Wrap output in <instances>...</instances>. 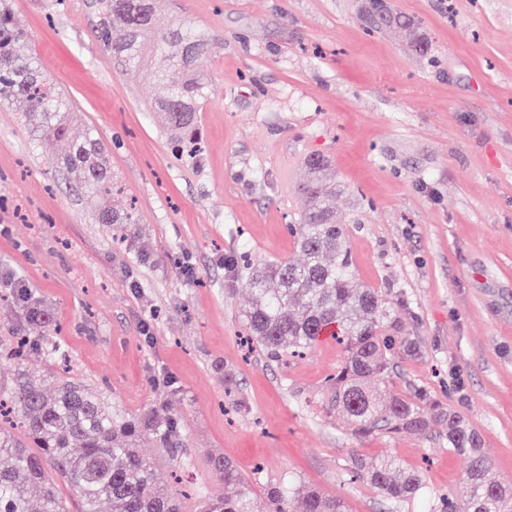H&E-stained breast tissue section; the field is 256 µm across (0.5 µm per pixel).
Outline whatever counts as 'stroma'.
Returning <instances> with one entry per match:
<instances>
[{
	"mask_svg": "<svg viewBox=\"0 0 512 512\" xmlns=\"http://www.w3.org/2000/svg\"><path fill=\"white\" fill-rule=\"evenodd\" d=\"M430 44L369 30L365 0H163L210 33L212 96L196 160L173 156L148 73L112 63L91 0H10L78 128L108 148L134 204L140 261L99 224L76 178L52 167L0 104V336L28 309L54 319L94 391L129 412L181 420L185 482L224 492L221 454L265 484H313L349 512H423L463 462L425 437H351L325 385L343 360L323 337L303 358L241 341L245 295L229 259H285L312 155L329 161L358 281L402 287L424 355L399 360L467 414L512 477V0H391ZM424 469L420 497L390 505L347 479L352 455Z\"/></svg>",
	"mask_w": 512,
	"mask_h": 512,
	"instance_id": "35a3bbf8",
	"label": "stroma"
}]
</instances>
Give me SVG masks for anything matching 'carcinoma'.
<instances>
[{"label":"carcinoma","instance_id":"cac0c4a2","mask_svg":"<svg viewBox=\"0 0 512 512\" xmlns=\"http://www.w3.org/2000/svg\"><path fill=\"white\" fill-rule=\"evenodd\" d=\"M93 7L98 37L112 61L134 72L153 63L163 88L153 108L176 143V155L192 151L200 139L199 112L212 94L207 71L213 38L189 22L165 17L157 0H93ZM366 11L375 27L376 19L386 15L388 25L414 29L389 0H366ZM160 28L161 43L153 50L150 38ZM30 43L9 3L0 0V103L21 113L33 140L54 146L52 164L84 183L99 223L126 233L130 250L146 258L132 231L135 215L110 203L117 189L103 143L91 132L73 136L72 105L42 72ZM306 167L299 222L292 227L298 257L257 263L240 257L241 284L249 292L243 308L249 335L267 355L282 358L304 355L321 336L331 334L344 345V359L328 379L329 389L352 436L433 433L461 456L459 488L427 499L428 512H512V480L493 471L482 435L468 416L425 388L402 394L391 387L394 359L422 355L419 342L403 326L409 305L399 290L383 294L355 281L346 225L333 205L331 169L320 157L307 159ZM31 320L32 336L0 338V360L18 362L13 382L0 385V409L10 401L23 430L20 437L5 430L0 412V512H68L56 487L45 481L48 469L71 485L83 512H99L104 501L110 512H187L180 490L166 486L165 473L139 451V443L149 439L172 458L173 466L186 468L178 453V418L154 407L136 413L109 407L81 371L57 369L62 343L51 334V322L37 310ZM48 373L55 377L51 391L45 383ZM209 467L224 481V496L211 499L197 488L200 512H292L298 493L299 512H348L344 498L327 497L313 486L269 484L259 495L261 471L251 478L220 454L209 458ZM349 476L393 504L415 498L424 488L422 472L394 456H355ZM26 486L38 487V497H26Z\"/></svg>","mask_w":512,"mask_h":512}]
</instances>
